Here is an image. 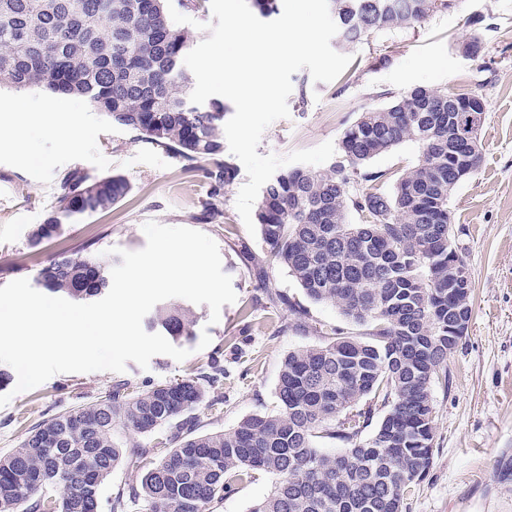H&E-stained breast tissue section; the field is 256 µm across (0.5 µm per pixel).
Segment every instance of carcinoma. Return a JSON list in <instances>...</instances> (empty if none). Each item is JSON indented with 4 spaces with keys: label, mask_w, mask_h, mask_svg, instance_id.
Instances as JSON below:
<instances>
[{
    "label": "carcinoma",
    "mask_w": 512,
    "mask_h": 512,
    "mask_svg": "<svg viewBox=\"0 0 512 512\" xmlns=\"http://www.w3.org/2000/svg\"><path fill=\"white\" fill-rule=\"evenodd\" d=\"M328 3L343 44L448 10V0ZM191 42L168 0H0V86L84 99L189 168L205 167L218 198L234 176L223 161L225 108L190 101L183 59ZM451 98L416 87L347 127L327 172L295 166L264 185L256 219L270 256L310 300L336 306L355 327L288 354L278 412L251 415L230 431L196 432L192 413L224 381L217 359L173 383L136 392L119 385L43 420L0 457V512H100L101 486L124 455L118 424L152 447L130 446L139 490H117L110 512H129L138 501L143 512H213L224 493L262 472L274 485L251 512H405L433 462L432 386L448 384V319L472 315L471 290L456 292L448 275V265L464 262L448 254L444 228L458 184L454 157L470 150L455 136L467 111ZM407 141L422 146L417 164L381 190L386 174L365 167ZM360 180L371 186L352 189ZM130 192L119 175H66L31 245ZM353 213L362 223L351 222ZM111 264L91 248L61 252L36 283L91 299L109 288ZM153 323L176 340L194 335L193 312L178 305L160 307ZM378 411L374 432L360 439ZM319 439L347 447L326 452Z\"/></svg>",
    "instance_id": "carcinoma-1"
}]
</instances>
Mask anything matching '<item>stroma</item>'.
<instances>
[{"instance_id":"obj_1","label":"stroma","mask_w":512,"mask_h":512,"mask_svg":"<svg viewBox=\"0 0 512 512\" xmlns=\"http://www.w3.org/2000/svg\"><path fill=\"white\" fill-rule=\"evenodd\" d=\"M479 38L478 60L458 44ZM352 62L334 81H313L308 70L292 74L290 116L271 124L257 148L280 156L339 141L361 112L384 107L419 86L481 95L485 119L478 131L481 162L453 190L448 207L454 242L472 279V317L466 338L448 358L447 385H434V458L428 474L406 500V512H512V476L496 460L512 454V0H458L411 28L372 34L338 46ZM388 65H381V58ZM25 99L37 119L28 147L14 131L0 130V286L34 279L48 258L92 245L98 252L146 244L145 222L187 227L218 245L222 270L232 279L235 303L223 305L211 323L208 305H193L194 335L179 340L184 361L154 356L148 368L128 363L125 371L61 373L0 407V457L9 454L42 420L109 393L113 386L145 387L196 375L220 359L226 378L212 389L215 409L199 407V429L229 431L255 414L277 412L276 385L288 353L326 344L333 329H348L339 309L310 300L287 269L267 254L261 236L250 235L235 207L246 170L237 157L235 175L212 198L203 171L138 133L112 125L79 97L51 96L31 87L0 89V115ZM62 117L80 135L65 146L53 120ZM422 152L405 142L374 157L369 170L387 173L384 189L413 167ZM78 171L95 177L123 176L130 195L111 210L66 225L58 237L31 247L30 235L54 206L63 176ZM212 219H204L208 204ZM273 483L261 473L214 505V512H250Z\"/></svg>"}]
</instances>
